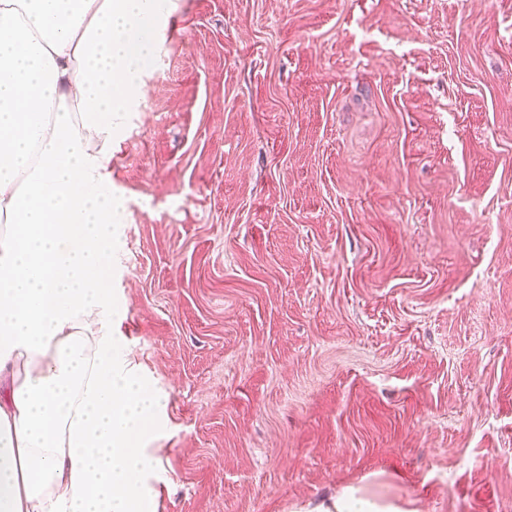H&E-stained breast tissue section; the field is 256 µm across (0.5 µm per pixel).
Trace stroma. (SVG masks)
<instances>
[{"label":"stroma","instance_id":"obj_1","mask_svg":"<svg viewBox=\"0 0 512 512\" xmlns=\"http://www.w3.org/2000/svg\"><path fill=\"white\" fill-rule=\"evenodd\" d=\"M112 138L155 512H512V0H174ZM336 512H404L394 502H379L357 495V491L348 487L336 496L333 504Z\"/></svg>","mask_w":512,"mask_h":512}]
</instances>
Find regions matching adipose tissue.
Here are the masks:
<instances>
[{
    "mask_svg": "<svg viewBox=\"0 0 512 512\" xmlns=\"http://www.w3.org/2000/svg\"><path fill=\"white\" fill-rule=\"evenodd\" d=\"M172 0H0V512H153L166 404L112 332V137Z\"/></svg>",
    "mask_w": 512,
    "mask_h": 512,
    "instance_id": "ef3b65f1",
    "label": "adipose tissue"
}]
</instances>
